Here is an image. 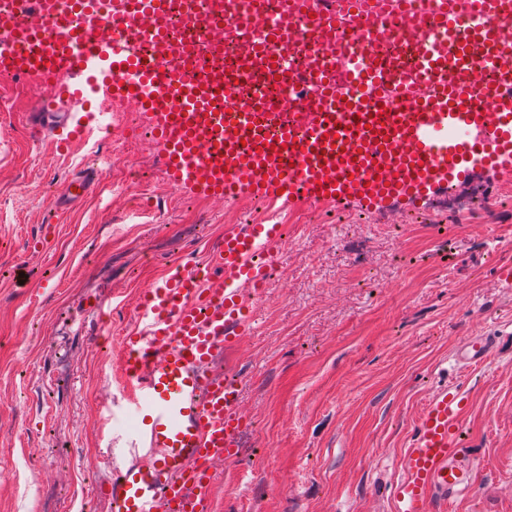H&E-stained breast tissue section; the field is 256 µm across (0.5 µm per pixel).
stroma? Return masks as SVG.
Listing matches in <instances>:
<instances>
[{"label": "stroma", "mask_w": 512, "mask_h": 512, "mask_svg": "<svg viewBox=\"0 0 512 512\" xmlns=\"http://www.w3.org/2000/svg\"><path fill=\"white\" fill-rule=\"evenodd\" d=\"M41 98L0 79V512H112L97 489L129 448L120 372L135 302L176 266L207 267L227 230L282 224L256 328L227 352L246 422L215 464L214 512H393L425 404L459 394L478 465L447 512H512V187L477 174L446 207L356 205L176 189L137 112L69 154L37 133ZM101 168L56 209L64 185ZM473 336L495 353L469 365Z\"/></svg>", "instance_id": "35a3bbf8"}]
</instances>
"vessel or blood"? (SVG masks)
<instances>
[{"label":"vessel or blood","instance_id":"obj_1","mask_svg":"<svg viewBox=\"0 0 512 512\" xmlns=\"http://www.w3.org/2000/svg\"><path fill=\"white\" fill-rule=\"evenodd\" d=\"M23 0L0 10V77H39L52 86L35 128L58 148L90 139L101 116L59 112L63 100L86 92L139 107L164 154L175 188L236 200L261 198L288 205H420L490 169L512 168V0H345L343 8H315L306 41L296 23L304 0L271 25L251 30L235 65L197 23L189 44L168 32L167 0ZM227 17L249 20L265 0H214ZM150 16L146 29L135 18ZM371 37L387 28L422 26L426 34L411 63L399 53L371 64L341 38L346 25ZM153 44L160 68L144 67L139 44ZM26 53H18V46ZM308 68L292 70L296 47ZM495 70L493 82L474 76ZM260 72L294 95L296 117L258 97L237 105V82ZM224 88L216 106L214 90ZM250 138L251 148L240 141ZM92 178L68 182L57 203L82 198ZM278 224H249L227 232L213 254V272L175 270L136 305L137 325L126 337L122 372L134 404V439L112 466L104 493L112 512H212L214 462L238 458L246 423L241 387L218 366L224 353L252 333L253 300L282 262ZM462 400L447 392L422 412L404 454L394 512H432L437 500L468 495L476 461L459 420Z\"/></svg>","mask_w":512,"mask_h":512}]
</instances>
